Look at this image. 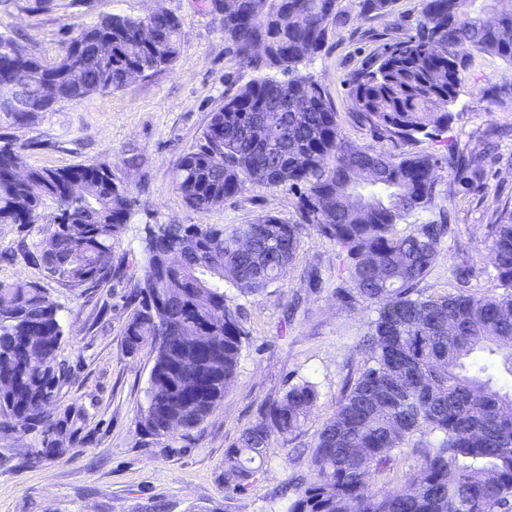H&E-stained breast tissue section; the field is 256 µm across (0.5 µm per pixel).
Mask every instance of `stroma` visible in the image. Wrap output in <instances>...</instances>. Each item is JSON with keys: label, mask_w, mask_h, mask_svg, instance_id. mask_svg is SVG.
Returning <instances> with one entry per match:
<instances>
[{"label": "stroma", "mask_w": 512, "mask_h": 512, "mask_svg": "<svg viewBox=\"0 0 512 512\" xmlns=\"http://www.w3.org/2000/svg\"><path fill=\"white\" fill-rule=\"evenodd\" d=\"M29 4L0 0V34L46 59L79 27L107 14L138 18L165 11L182 28L173 67L136 77L121 90L36 113L30 124L11 130L28 164L106 166L138 204L113 241L122 273L94 288L65 285L19 250L20 241L49 237L53 209L34 224H0V282L37 284L60 309L57 358L68 376L50 407L52 418L83 413L63 436L39 428L0 430V512H288L297 495L288 485L291 476L308 474L310 446L335 413L345 384L368 362L361 341L376 312L346 298L342 256L316 227L302 223L289 187L250 184L199 210L187 205L173 181L175 161L196 145L211 113L259 79V72L241 64L203 0H93L89 7L75 0L45 12L30 11ZM339 6L349 16L347 25L329 32L301 73L322 84L351 145L437 158L432 209L398 226L405 233L436 211L448 214V234L418 293L456 292L455 268L462 262L470 268L471 291L489 292L496 278L489 259L491 226L504 208H512V63L487 53L470 55L445 140L381 137L359 121L349 84L384 45L415 35L423 2L393 0L388 12L371 17L360 15L357 0H339ZM452 152L478 158L479 170L449 168ZM267 215L299 225L300 246L286 275L261 292L226 290L240 305L248 333L234 383L196 429L148 435L139 418L152 360L146 352H128L123 338L132 311L128 295L144 262L146 225L252 224ZM305 380L315 385L318 398L301 431L273 436L255 479L244 489L227 490L226 450L264 405ZM34 454L40 460L33 464Z\"/></svg>", "instance_id": "1"}]
</instances>
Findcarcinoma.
Segmentation results:
<instances>
[{"label": "carcinoma", "instance_id": "1", "mask_svg": "<svg viewBox=\"0 0 512 512\" xmlns=\"http://www.w3.org/2000/svg\"><path fill=\"white\" fill-rule=\"evenodd\" d=\"M501 2L423 0L417 34L389 45L351 83L362 124L403 141L447 132L448 104L471 52L512 63V8L497 10ZM210 8L246 66L288 80L260 78L211 114L199 143L175 164L179 192L205 209L248 183L290 187L301 218L336 244L351 289L377 312L366 338L372 365L346 384L310 448L316 477L298 479L288 512H512V385L485 360L501 355L512 376V209L491 226L502 292L422 297L415 287L448 224L441 214L405 234L396 226L433 204L437 159L348 145L322 85L299 72L329 31L347 24L336 0H210ZM494 10L497 18L486 20ZM180 32L181 21L163 11L105 15L40 71L26 45L0 34V77L50 83L59 98L81 103L123 89L132 68L173 66ZM260 36L265 54L254 57ZM24 150L0 133V224H32L52 205L55 230L46 244L23 240L20 250L73 288L112 279L122 265L112 241L137 200L104 166L28 167ZM299 244L298 225L272 215L255 224L145 227L147 260L130 292L135 307L124 337L128 351L147 347L153 358L141 413L149 434L165 435L169 420L193 430L224 398L247 332L221 284L259 292L286 274ZM62 337L59 308L43 289L0 283V428L67 432L47 413L66 379L57 360ZM316 399L305 381L266 405L225 452V487L245 488L274 434L299 430ZM407 449L419 464L406 485L374 493L371 478Z\"/></svg>", "mask_w": 512, "mask_h": 512}]
</instances>
